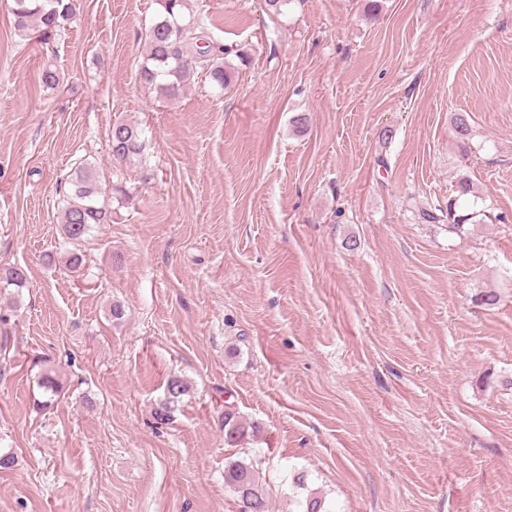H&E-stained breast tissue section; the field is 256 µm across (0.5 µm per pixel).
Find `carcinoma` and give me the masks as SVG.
Listing matches in <instances>:
<instances>
[{
  "instance_id": "obj_1",
  "label": "carcinoma",
  "mask_w": 512,
  "mask_h": 512,
  "mask_svg": "<svg viewBox=\"0 0 512 512\" xmlns=\"http://www.w3.org/2000/svg\"><path fill=\"white\" fill-rule=\"evenodd\" d=\"M11 13L15 28L22 36L34 31L45 43L74 14L72 0H11ZM158 9L147 32V49L140 68L144 83L166 97H175L188 85L191 74L201 70L219 88L228 86L235 71L231 57L244 61V54L228 48L219 40L204 34L201 23L195 18H186L190 0H156ZM62 76L53 64L45 65L40 73V82L46 89L54 90ZM453 132L461 150H466L470 137L467 116L456 113L451 119ZM110 149L114 160L124 163L140 161L143 153L141 131L126 122L112 125L109 135ZM61 210V231L64 243L73 245L65 252L66 265L72 270L84 266V255L74 248L98 224L112 221L105 192L99 180L96 167L79 162L66 181ZM457 198L448 201V231L457 233L469 220L467 215L456 214L457 200L473 193V186L465 179H459L456 186ZM0 283L17 289L27 287L25 271L17 266L0 269ZM39 387L43 390L41 404H52L60 394V384L50 369L42 372ZM189 392L188 383L173 376L167 380L164 398L154 409V416L160 422L170 417L172 405ZM262 427L254 420H247L234 412H224V440L235 446L245 439L260 435ZM247 479L249 495L247 500H238L239 512H269V492L261 473L253 463L244 460L231 461L224 466V483L238 495L237 486Z\"/></svg>"
}]
</instances>
